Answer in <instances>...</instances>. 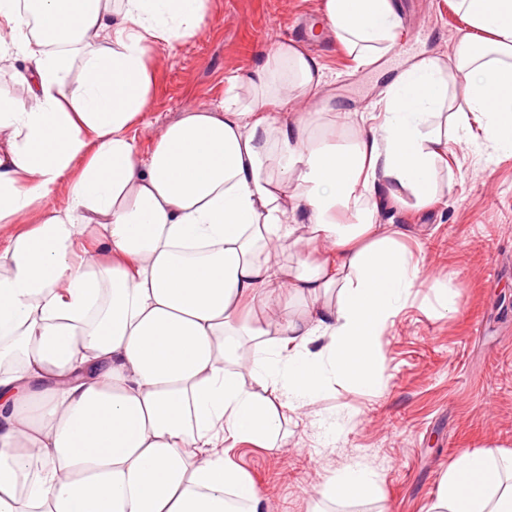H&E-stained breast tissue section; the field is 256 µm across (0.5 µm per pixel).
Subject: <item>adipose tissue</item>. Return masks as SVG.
<instances>
[{
  "instance_id": "adipose-tissue-1",
  "label": "adipose tissue",
  "mask_w": 512,
  "mask_h": 512,
  "mask_svg": "<svg viewBox=\"0 0 512 512\" xmlns=\"http://www.w3.org/2000/svg\"><path fill=\"white\" fill-rule=\"evenodd\" d=\"M454 8L453 56L391 78L378 123L294 116L324 73L284 41L143 155L150 47L190 35L205 0H0V59L28 94L0 97V512H274L220 443L276 447L335 384L380 392L381 338L426 275L383 206L439 204L472 134L512 155V0ZM321 9L357 67L399 37L392 0ZM292 298L307 309L270 317ZM320 494L380 487L356 462ZM429 512H512V453L462 450Z\"/></svg>"
}]
</instances>
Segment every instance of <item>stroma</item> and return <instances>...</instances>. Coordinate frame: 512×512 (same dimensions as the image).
<instances>
[{"mask_svg": "<svg viewBox=\"0 0 512 512\" xmlns=\"http://www.w3.org/2000/svg\"><path fill=\"white\" fill-rule=\"evenodd\" d=\"M321 0H207L199 26L154 51V91L130 131L149 153L161 129L189 107L224 97V80L243 74L302 16L319 21L306 50L326 75L315 123L340 112H369L387 78L419 57L452 56L460 18L451 0H403L396 47L367 68L337 46ZM444 200L433 209L383 210L403 224L405 246L431 276L382 339L385 387L372 396L343 388L304 414H289L279 448L239 443L224 454L258 485L276 512H428L441 476L459 452L512 451V155L482 142L455 149ZM454 312L433 310L439 289ZM373 469L381 499H321L323 481L353 462Z\"/></svg>", "mask_w": 512, "mask_h": 512, "instance_id": "35a3bbf8", "label": "stroma"}]
</instances>
